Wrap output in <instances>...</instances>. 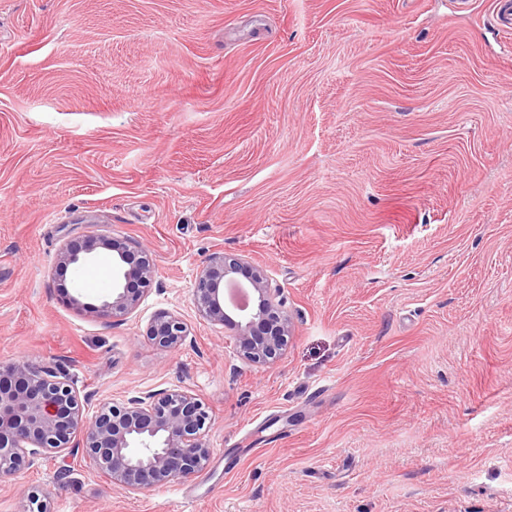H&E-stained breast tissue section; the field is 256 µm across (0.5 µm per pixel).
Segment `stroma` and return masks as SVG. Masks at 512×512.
<instances>
[{"label":"stroma","instance_id":"1","mask_svg":"<svg viewBox=\"0 0 512 512\" xmlns=\"http://www.w3.org/2000/svg\"><path fill=\"white\" fill-rule=\"evenodd\" d=\"M497 0H0V364L92 415L185 389L206 469L143 492L27 458L0 512H512V34ZM147 248L126 320L69 234ZM293 318L274 365L199 316L215 253ZM109 262L68 273L111 294ZM180 316L176 348L146 337ZM100 250L112 256L117 281L112 294L96 302H83L64 290L66 303L85 314L112 323L122 321L131 314L156 281V269L146 250L125 239L84 235L69 239L59 248L55 259V274L65 278L69 269L77 270L94 258ZM146 336L160 347L176 348L188 336V327L181 318L160 312L149 324Z\"/></svg>","mask_w":512,"mask_h":512}]
</instances>
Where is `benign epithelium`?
<instances>
[{"label": "benign epithelium", "instance_id": "benign-epithelium-1", "mask_svg": "<svg viewBox=\"0 0 512 512\" xmlns=\"http://www.w3.org/2000/svg\"><path fill=\"white\" fill-rule=\"evenodd\" d=\"M104 250L112 256L117 281L112 294L84 302L64 291L66 303L91 317L122 321L156 281L146 250L115 237L84 235L59 248L55 274L63 279ZM197 311L233 333L248 361L275 362L288 345L292 319L280 288L264 270L241 257L211 258L193 285ZM146 336L160 347L176 348L188 336L187 324L158 313ZM212 417L187 390H160L102 405L92 418L61 365L14 362L0 365V478L15 475L30 454L82 451L112 483L148 490L205 469L210 460L204 436Z\"/></svg>", "mask_w": 512, "mask_h": 512}]
</instances>
